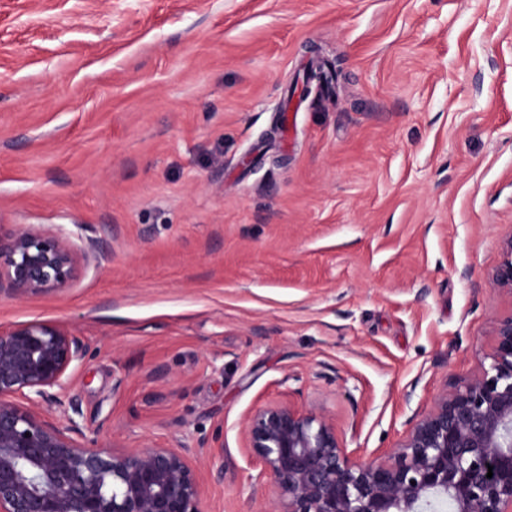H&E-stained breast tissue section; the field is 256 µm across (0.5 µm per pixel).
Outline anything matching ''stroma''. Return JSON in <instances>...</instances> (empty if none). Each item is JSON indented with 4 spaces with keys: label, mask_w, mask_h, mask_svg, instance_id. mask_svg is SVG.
<instances>
[{
    "label": "stroma",
    "mask_w": 512,
    "mask_h": 512,
    "mask_svg": "<svg viewBox=\"0 0 512 512\" xmlns=\"http://www.w3.org/2000/svg\"><path fill=\"white\" fill-rule=\"evenodd\" d=\"M0 224L99 251L0 292L91 350L38 413L262 512L253 412L383 454L512 310V0H0ZM501 260L488 278L490 287L512 298V230L500 242Z\"/></svg>",
    "instance_id": "35a3bbf8"
}]
</instances>
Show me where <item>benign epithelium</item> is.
Masks as SVG:
<instances>
[{"label": "benign epithelium", "instance_id": "7a95c632", "mask_svg": "<svg viewBox=\"0 0 512 512\" xmlns=\"http://www.w3.org/2000/svg\"><path fill=\"white\" fill-rule=\"evenodd\" d=\"M490 287L512 297V231ZM79 251L50 227L0 233V288L17 298L70 286ZM480 371L446 386L404 442L379 456L347 451L336 422L271 403L244 433L271 485L270 512H512V311L498 317ZM80 337L31 322L0 330V512H203L204 487L185 450L116 452L81 443L32 408L63 401L68 373L87 357ZM24 401H19V398ZM492 477H487L488 472Z\"/></svg>", "mask_w": 512, "mask_h": 512}]
</instances>
